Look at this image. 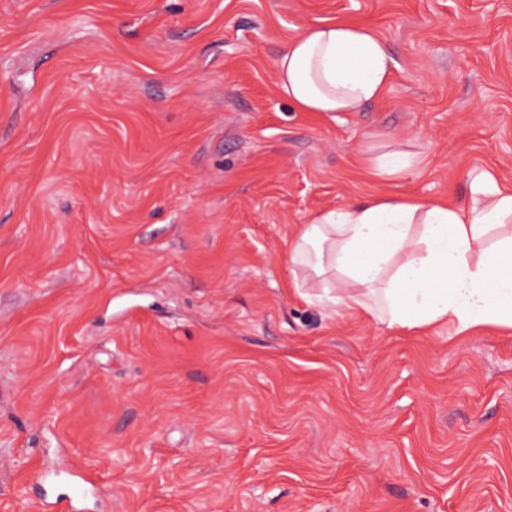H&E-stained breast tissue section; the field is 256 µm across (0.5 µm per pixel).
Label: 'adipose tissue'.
<instances>
[{"instance_id": "obj_1", "label": "adipose tissue", "mask_w": 512, "mask_h": 512, "mask_svg": "<svg viewBox=\"0 0 512 512\" xmlns=\"http://www.w3.org/2000/svg\"><path fill=\"white\" fill-rule=\"evenodd\" d=\"M392 65L373 30L327 21L286 42L275 76L302 111L357 112L380 99ZM288 260L333 276L319 302L389 329H512V189L475 169L455 205L386 195L343 204L299 226Z\"/></svg>"}]
</instances>
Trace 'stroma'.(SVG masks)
<instances>
[{"label":"stroma","mask_w":512,"mask_h":512,"mask_svg":"<svg viewBox=\"0 0 512 512\" xmlns=\"http://www.w3.org/2000/svg\"><path fill=\"white\" fill-rule=\"evenodd\" d=\"M368 26L360 112L274 62ZM400 142L421 169L379 176ZM512 188V0H0V512H512V331L388 330L304 297L299 224ZM393 61L373 30L346 22L310 25L275 60L277 86L304 112H359L380 99Z\"/></svg>","instance_id":"35a3bbf8"}]
</instances>
